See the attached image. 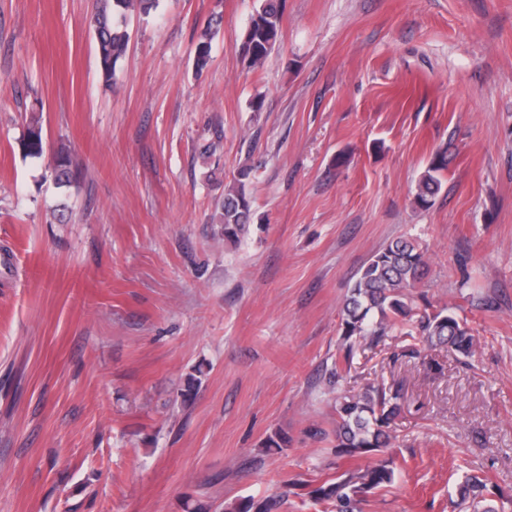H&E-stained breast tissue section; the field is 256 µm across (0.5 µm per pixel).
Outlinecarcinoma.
<instances>
[{
	"label": "carcinoma",
	"instance_id": "1",
	"mask_svg": "<svg viewBox=\"0 0 512 512\" xmlns=\"http://www.w3.org/2000/svg\"><path fill=\"white\" fill-rule=\"evenodd\" d=\"M159 5L158 0H94L92 23L97 43L100 73L106 86L112 79L119 62L125 57L130 42L129 21L134 17H147ZM285 0H260L251 15L236 51L248 67L262 65L275 48L281 35ZM222 23V16H212L201 31L195 49V67L206 68L211 41ZM28 156L42 152L41 131L32 128L22 144ZM451 157L444 149L434 154L421 176L414 204L429 208L443 188L442 172L448 170ZM252 167L238 171L236 181L224 189V197L217 201L214 221L224 225V237L238 239L251 223L252 202L247 196L245 182ZM79 178L71 161L61 157L56 161L54 181L67 186ZM426 266V258L416 239L399 237L377 251L361 269L359 276L348 288L340 309L342 336L377 338L389 331H397L414 340L404 355L419 358L422 349L447 347L466 357L473 355L478 344L467 323L450 308L439 310L425 304H413V290L419 287ZM401 390H387L368 386L357 393H339L335 400L336 454L354 456L368 452H381L391 446V426L402 409ZM394 481L392 462L379 459L363 468L347 469L319 486L309 488L307 496L326 505V512H363L368 497L391 485ZM298 486L284 482V491L262 501L230 503L224 512H274L281 501L288 498L291 489ZM465 512H497L494 502L500 492L489 479L476 475L467 477L460 489Z\"/></svg>",
	"mask_w": 512,
	"mask_h": 512
}]
</instances>
